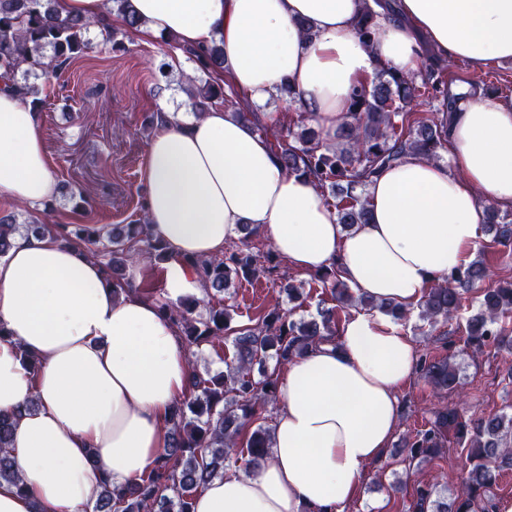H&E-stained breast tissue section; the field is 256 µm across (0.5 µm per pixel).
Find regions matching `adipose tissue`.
<instances>
[{"label": "adipose tissue", "mask_w": 512, "mask_h": 512, "mask_svg": "<svg viewBox=\"0 0 512 512\" xmlns=\"http://www.w3.org/2000/svg\"><path fill=\"white\" fill-rule=\"evenodd\" d=\"M363 0H128L140 41L224 51L221 73L249 103L293 85L335 141L353 90L380 69L418 71L425 53L476 69L512 60V0H396L366 48ZM441 162L406 157L368 185L367 223L344 231L311 178L285 172L268 143L222 105L190 121L163 111L150 136L145 209L171 258L164 296L201 297L189 257H215L242 225L299 272L336 268L360 293L404 308L465 264L488 207L512 208V97L462 90ZM56 192L33 107L0 85V201L41 205ZM0 411L18 413L10 448L19 486L0 512H84L102 483L142 476L167 441L165 418L191 366L171 321L136 291L114 292L84 251L21 235L0 258ZM40 363L30 372L22 361ZM411 336L378 311H354L335 343L286 366L269 461L228 473L194 512H342L365 466L389 447L397 392L415 374Z\"/></svg>", "instance_id": "adipose-tissue-1"}]
</instances>
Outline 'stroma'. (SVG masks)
<instances>
[{
    "label": "stroma",
    "instance_id": "35a3bbf8",
    "mask_svg": "<svg viewBox=\"0 0 512 512\" xmlns=\"http://www.w3.org/2000/svg\"><path fill=\"white\" fill-rule=\"evenodd\" d=\"M92 49L59 69L57 77L41 80L45 98L38 107L50 170L58 192L48 218L54 224L112 226L138 220L146 194L143 169L150 133L149 119L161 105L182 115L192 110L179 78L200 77L187 55H175L162 42H140L124 37L123 49H113L100 31H90ZM448 87H481L489 93L512 94V64L472 69L452 58L437 59ZM88 207H80L81 198ZM488 269L484 287L512 281V246L484 235L474 255ZM484 287H476L449 330L412 313L404 328L418 354L449 357L460 371L461 389L440 393L421 375H414L399 392L403 408L399 434L423 428L435 408L461 404L466 417L479 419L512 406V358L489 346L479 354L466 347L465 325L479 309ZM233 302L237 319L257 317L272 304L288 307V296L278 286L260 280L236 284ZM431 462L406 469L398 444H390L383 457L366 468L358 496L344 512H408L413 490L438 474L448 490L460 484L466 453L456 440Z\"/></svg>",
    "mask_w": 512,
    "mask_h": 512
}]
</instances>
